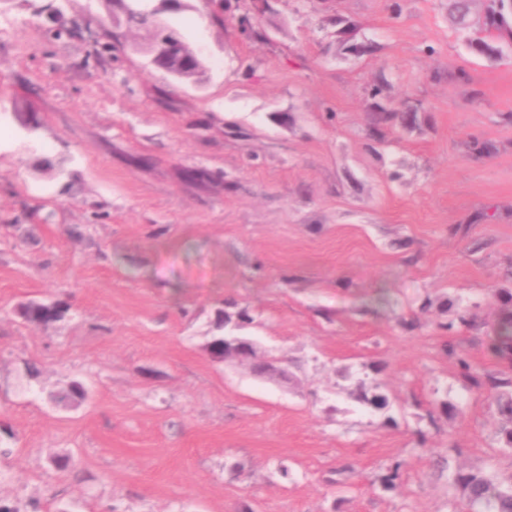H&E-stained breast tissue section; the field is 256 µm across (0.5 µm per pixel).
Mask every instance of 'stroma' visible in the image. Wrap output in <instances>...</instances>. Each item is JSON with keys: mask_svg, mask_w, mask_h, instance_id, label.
<instances>
[{"mask_svg": "<svg viewBox=\"0 0 512 512\" xmlns=\"http://www.w3.org/2000/svg\"><path fill=\"white\" fill-rule=\"evenodd\" d=\"M447 4L163 5L199 84L148 67L114 0H0L1 501L450 512L449 469L512 473L456 365H507L512 43L471 46L490 0L467 29ZM53 299L60 320L19 314ZM221 312L280 376L209 356ZM75 379L87 400L57 404Z\"/></svg>", "mask_w": 512, "mask_h": 512, "instance_id": "obj_1", "label": "stroma"}]
</instances>
